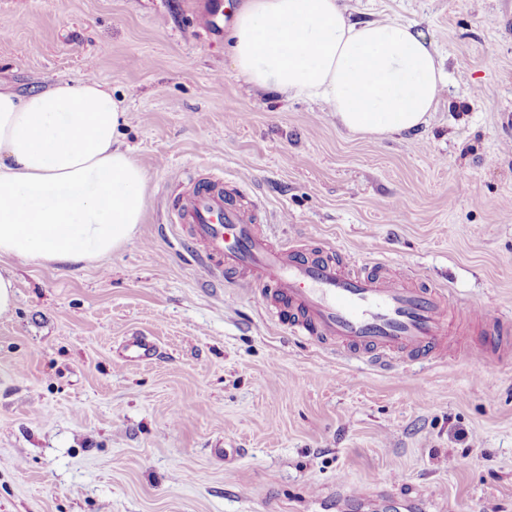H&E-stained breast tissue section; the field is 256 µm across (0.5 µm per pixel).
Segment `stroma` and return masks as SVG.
I'll return each instance as SVG.
<instances>
[{
	"mask_svg": "<svg viewBox=\"0 0 512 512\" xmlns=\"http://www.w3.org/2000/svg\"><path fill=\"white\" fill-rule=\"evenodd\" d=\"M441 54L427 126L353 135L324 105L253 88L233 0H0V86L95 79L129 106L147 173L135 237L91 265L8 259L0 512H336L338 477L445 512H512V360L387 371L290 334L252 288L208 277L170 199L213 170L270 241L333 248L512 313V0H345ZM158 354L131 360L134 337ZM322 499H314L311 487Z\"/></svg>",
	"mask_w": 512,
	"mask_h": 512,
	"instance_id": "1",
	"label": "stroma"
}]
</instances>
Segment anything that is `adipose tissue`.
<instances>
[{
  "label": "adipose tissue",
  "mask_w": 512,
  "mask_h": 512,
  "mask_svg": "<svg viewBox=\"0 0 512 512\" xmlns=\"http://www.w3.org/2000/svg\"><path fill=\"white\" fill-rule=\"evenodd\" d=\"M237 74L261 90L321 101L353 134L421 128L448 76L399 20H352L342 0H247L230 34ZM121 100L99 81L0 88V257L90 263L132 239L146 172L120 137Z\"/></svg>",
  "instance_id": "obj_1"
}]
</instances>
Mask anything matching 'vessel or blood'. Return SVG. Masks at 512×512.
<instances>
[{"label":"vessel or blood","mask_w":512,"mask_h":512,"mask_svg":"<svg viewBox=\"0 0 512 512\" xmlns=\"http://www.w3.org/2000/svg\"><path fill=\"white\" fill-rule=\"evenodd\" d=\"M189 181L169 207L170 223L181 225L200 247L207 273L255 282L262 296L286 308L292 335L384 368L397 358L413 362L445 354L448 319L460 310L488 327L499 354H512V319L474 304L459 308L452 292L403 283L377 265L344 272L329 249L273 244L256 230L260 207L238 185L209 172Z\"/></svg>","instance_id":"1"}]
</instances>
